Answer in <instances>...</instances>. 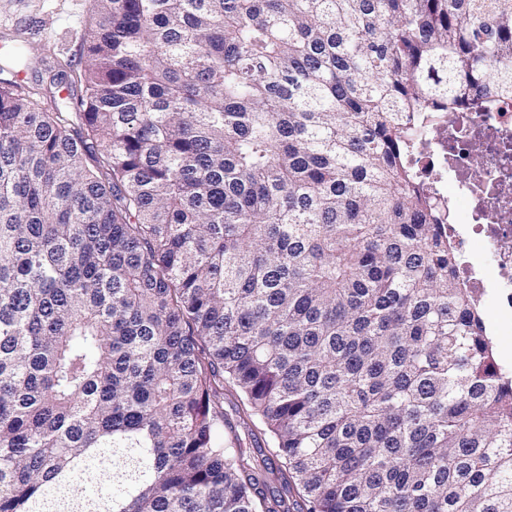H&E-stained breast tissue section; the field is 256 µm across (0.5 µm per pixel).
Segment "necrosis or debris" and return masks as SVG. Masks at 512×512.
Here are the masks:
<instances>
[{
	"label": "necrosis or debris",
	"instance_id": "obj_1",
	"mask_svg": "<svg viewBox=\"0 0 512 512\" xmlns=\"http://www.w3.org/2000/svg\"><path fill=\"white\" fill-rule=\"evenodd\" d=\"M427 143L414 163L428 176L475 302L493 298L502 335H512V101L466 112H416ZM466 231H459V222ZM482 244L472 255V240Z\"/></svg>",
	"mask_w": 512,
	"mask_h": 512
}]
</instances>
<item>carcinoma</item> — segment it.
<instances>
[{
	"label": "carcinoma",
	"mask_w": 512,
	"mask_h": 512,
	"mask_svg": "<svg viewBox=\"0 0 512 512\" xmlns=\"http://www.w3.org/2000/svg\"><path fill=\"white\" fill-rule=\"evenodd\" d=\"M92 11L65 97L0 55V512H512V378L406 159L512 98V0ZM239 398L235 395H232L230 392L224 390V416L226 421L229 422L232 426H236L238 433L241 435L243 439V450L247 455H251L254 457L258 464L262 465V459L271 458L276 460L277 458L270 454L269 449L272 446V442L268 435H264L262 431V427L257 424V427L254 428L256 437L251 438L247 436V433L239 424ZM261 450V452H260Z\"/></svg>",
	"instance_id": "cac0c4a2"
}]
</instances>
